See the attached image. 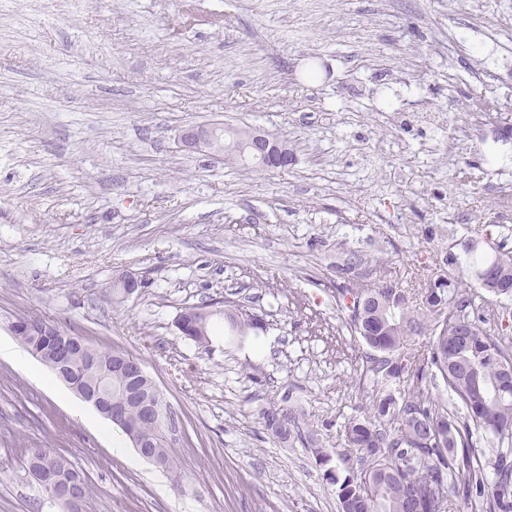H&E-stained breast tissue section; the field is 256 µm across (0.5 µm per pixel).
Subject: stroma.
Here are the masks:
<instances>
[{
    "instance_id": "35a3bbf8",
    "label": "stroma",
    "mask_w": 512,
    "mask_h": 512,
    "mask_svg": "<svg viewBox=\"0 0 512 512\" xmlns=\"http://www.w3.org/2000/svg\"><path fill=\"white\" fill-rule=\"evenodd\" d=\"M277 133L288 167L185 151L181 130ZM512 0H11L0 7V342L21 312L140 359L175 413L171 467L34 357L0 355V512H66L27 452L64 455L80 512H338L336 488L263 411L288 403L339 452L371 413L334 271L415 288L512 248ZM125 275L138 279L129 296ZM230 300L211 349L184 308ZM47 452L50 453L51 455H53L55 458H57L64 465L67 466V468L69 469L70 473L80 483V485H81V492H82L83 500H84L89 495V493H90V488H89V485H88V482H87L85 476L83 475V473L81 471L76 469L64 456H62L58 452L54 451L53 449H50V448H30L29 452H28L27 460H26V465H27L28 472H30L31 469H33V468H39L40 463L42 462L43 455L45 453H47Z\"/></svg>"
}]
</instances>
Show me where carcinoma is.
Listing matches in <instances>:
<instances>
[{
	"label": "carcinoma",
	"instance_id": "obj_1",
	"mask_svg": "<svg viewBox=\"0 0 512 512\" xmlns=\"http://www.w3.org/2000/svg\"><path fill=\"white\" fill-rule=\"evenodd\" d=\"M224 147L239 156L249 154L246 143L230 128L223 130ZM468 267L480 287L496 296L512 297V252L492 255L469 249ZM357 260L336 266V307L348 311L346 327L373 354L366 357L359 385L372 382L378 388L373 413L344 424V445L360 452L357 465L349 455L337 454L344 476L326 469L325 477L336 486L339 512H455L456 502L470 505L471 512H512V378L501 369L512 367V350L503 339L482 329L475 321L472 299L460 293L461 281L453 273L433 277L420 292L423 317L414 313L411 292L397 280H380L371 288H358L349 275ZM211 319H194L183 335L200 347L210 341ZM19 326L39 325L43 335L25 336V346H46L69 332L38 315L23 313L12 320ZM469 336H459L461 328ZM429 333V341L410 347L414 336ZM113 353L83 346L74 358L72 380L118 397L123 376L114 371L106 382L96 368L112 361ZM443 384L464 410L448 408L432 388ZM134 438L152 446L170 460L167 442L174 413L158 394L156 418L142 420L130 414ZM266 430L282 441L298 439L310 449L316 463L325 466L331 455L319 433L304 427L303 413L291 406L273 405L264 410ZM481 433L494 448L489 461L475 455L473 434ZM50 453L67 466L81 485L90 488L81 471L51 448L29 449L26 465L40 466Z\"/></svg>",
	"mask_w": 512,
	"mask_h": 512
}]
</instances>
